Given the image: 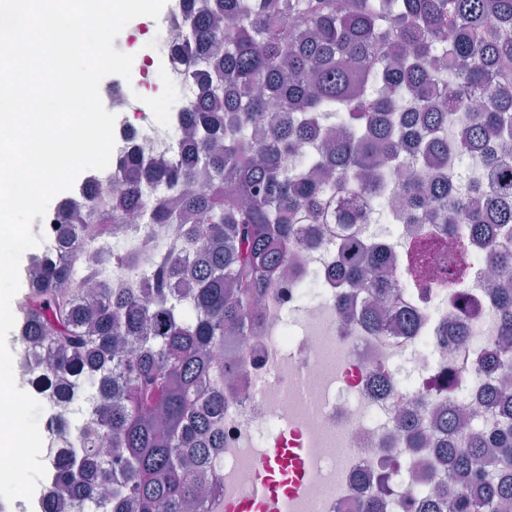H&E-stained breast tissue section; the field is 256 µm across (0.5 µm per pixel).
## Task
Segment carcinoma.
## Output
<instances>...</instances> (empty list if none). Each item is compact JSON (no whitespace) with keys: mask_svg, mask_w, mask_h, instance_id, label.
Here are the masks:
<instances>
[{"mask_svg":"<svg viewBox=\"0 0 512 512\" xmlns=\"http://www.w3.org/2000/svg\"><path fill=\"white\" fill-rule=\"evenodd\" d=\"M184 18L185 46L207 62L204 95L181 122L184 156L151 162L133 149L124 159L148 166L165 193L151 204L119 178L112 205L76 221L87 236L130 219L146 234L169 224L201 254L150 253L137 294L95 288L92 265L62 271L37 256L18 304L19 338L48 351L44 383L92 386L100 432H83L55 477L56 495L77 496L78 512H208L223 491L211 466L223 444L216 355L246 334L262 288L289 265L298 225L355 223L354 210L329 206L337 197L404 196L397 219L418 228L403 272L423 292L442 256L438 287L455 297L478 242L512 273V165L489 148L512 145V0H207ZM465 87L491 92L472 109ZM456 112L463 126L449 141L442 131ZM301 144L316 153L297 164ZM452 150L482 158L477 182L488 189L457 196L434 175L386 187L387 168L421 157L438 169ZM336 263L335 287L388 297L394 255L377 241L340 239ZM495 302L500 346L477 358L493 370L512 364V288L496 287ZM385 314L370 309L361 324L380 329ZM476 398L495 409L490 435L465 430L444 398L435 432H406V447L428 449L423 475L435 483L421 512L512 506V391Z\"/></svg>","mask_w":512,"mask_h":512,"instance_id":"carcinoma-1","label":"carcinoma"}]
</instances>
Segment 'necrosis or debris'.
<instances>
[{"instance_id":"obj_1","label":"necrosis or debris","mask_w":512,"mask_h":512,"mask_svg":"<svg viewBox=\"0 0 512 512\" xmlns=\"http://www.w3.org/2000/svg\"><path fill=\"white\" fill-rule=\"evenodd\" d=\"M182 15L176 5L157 23L162 42L145 58L146 67H158L165 86L179 91L178 113L161 108L134 124L126 118L127 97L113 94L109 106L118 122L108 167L94 171L42 221V253L53 262L76 267L84 251H111L116 264L98 271L109 288L137 287L138 277L121 266V259L143 256L150 245L172 247L168 231L156 229L148 237L129 229L106 233L85 248L70 250L60 244L61 223L111 196L120 157L128 147H137L154 161L176 155L179 113L198 99L196 75L205 68L178 48ZM353 202L362 216L355 227L359 238L377 239L392 249L407 238L410 225L388 224V211L369 196H356ZM296 246L298 267L266 290L261 319L234 348L235 373L246 394L224 398V446L212 462L224 477V487L210 512H223L226 504L248 495L258 464L273 448L297 449L303 459L306 480L290 512H366L368 500L379 494L388 502L385 512H418L430 484L413 474L421 454L403 445L397 427L401 408L415 402L422 417H430L434 407L425 395L437 390L447 392L449 403L472 417L475 429H488L494 421L490 410L475 402L477 391L494 381L493 374L476 365L475 357L500 340L498 309L488 288L490 252L482 246L473 254L463 288L477 309L469 319L470 336L453 343L448 325L455 312L446 295L435 287L419 294L400 273L392 277L393 299L415 318V330L390 328L369 334L356 325L343 328L339 309L357 314L364 298L334 286L335 233L313 239L303 224ZM44 371L42 353L34 348L28 349L25 362L14 366L17 385L43 406L39 430L46 475L32 500H1L0 512H42V502L54 488L57 464L77 445L80 424L71 409L83 399L84 387L75 384L61 392L39 386L35 378ZM380 379L386 391H378Z\"/></svg>"}]
</instances>
